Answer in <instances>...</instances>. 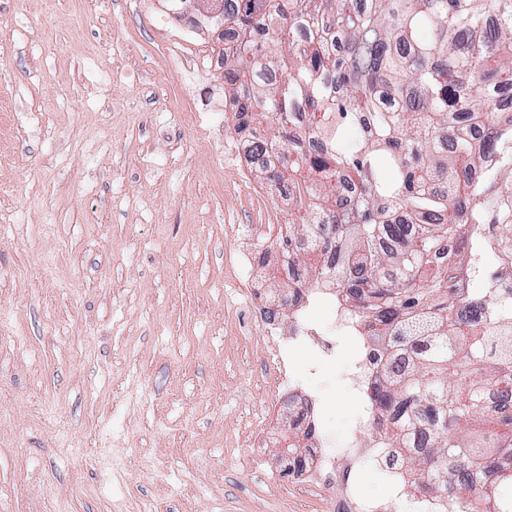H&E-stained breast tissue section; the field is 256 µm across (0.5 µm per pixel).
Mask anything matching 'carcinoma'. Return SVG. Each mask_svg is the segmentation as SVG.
Instances as JSON below:
<instances>
[{
	"mask_svg": "<svg viewBox=\"0 0 512 512\" xmlns=\"http://www.w3.org/2000/svg\"><path fill=\"white\" fill-rule=\"evenodd\" d=\"M234 46L235 132L288 192V307L330 283L360 342L383 447L460 512H512V310L462 295L464 224H512V0H209ZM273 134L257 136L256 123ZM492 154V165L482 162ZM288 433V472L299 473Z\"/></svg>",
	"mask_w": 512,
	"mask_h": 512,
	"instance_id": "1",
	"label": "carcinoma"
}]
</instances>
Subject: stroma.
<instances>
[{
	"label": "stroma",
	"instance_id": "stroma-1",
	"mask_svg": "<svg viewBox=\"0 0 512 512\" xmlns=\"http://www.w3.org/2000/svg\"><path fill=\"white\" fill-rule=\"evenodd\" d=\"M219 49L161 0H0V512H331L254 439L296 394L303 458L350 442L357 344H295L270 401L248 295L288 201L249 171Z\"/></svg>",
	"mask_w": 512,
	"mask_h": 512
}]
</instances>
